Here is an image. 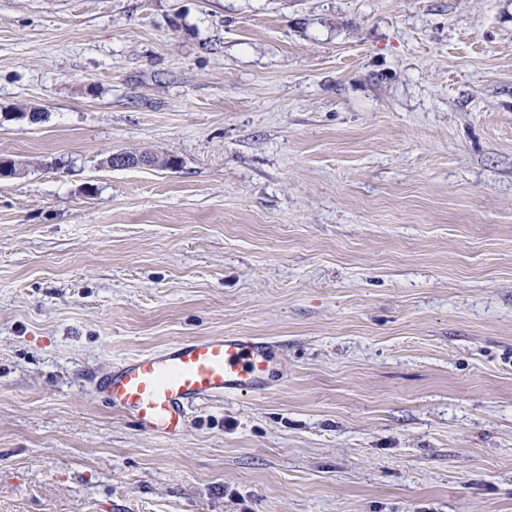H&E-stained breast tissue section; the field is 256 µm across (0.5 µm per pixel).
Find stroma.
<instances>
[{
	"mask_svg": "<svg viewBox=\"0 0 512 512\" xmlns=\"http://www.w3.org/2000/svg\"><path fill=\"white\" fill-rule=\"evenodd\" d=\"M0 158V512H512V0H0ZM236 334L180 438L91 395ZM128 153V154H127ZM132 154V155H130ZM139 154H152L149 151L142 152H115L108 158V164L110 168H137V167H158V165L165 160V156L151 155V156H133ZM159 168L167 169V166L163 163Z\"/></svg>",
	"mask_w": 512,
	"mask_h": 512,
	"instance_id": "1",
	"label": "stroma"
}]
</instances>
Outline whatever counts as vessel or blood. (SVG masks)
Instances as JSON below:
<instances>
[{"mask_svg": "<svg viewBox=\"0 0 512 512\" xmlns=\"http://www.w3.org/2000/svg\"><path fill=\"white\" fill-rule=\"evenodd\" d=\"M274 342L250 335L199 337L125 358L91 377L96 399L145 432L176 437L190 406L265 390L277 366Z\"/></svg>", "mask_w": 512, "mask_h": 512, "instance_id": "b4317fda", "label": "vessel or blood"}]
</instances>
